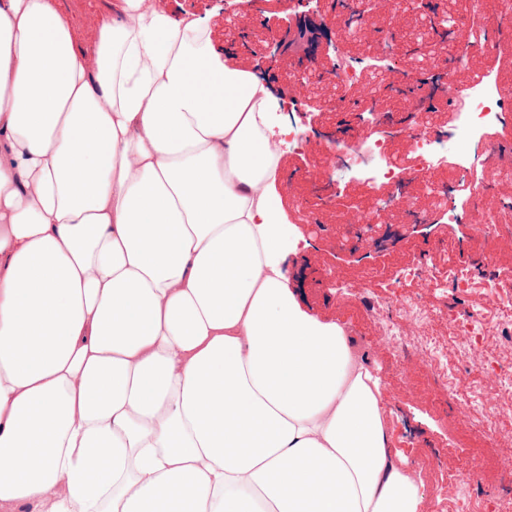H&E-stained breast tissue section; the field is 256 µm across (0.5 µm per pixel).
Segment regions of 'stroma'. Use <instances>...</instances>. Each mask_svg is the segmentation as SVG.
<instances>
[{
	"instance_id": "obj_1",
	"label": "stroma",
	"mask_w": 512,
	"mask_h": 512,
	"mask_svg": "<svg viewBox=\"0 0 512 512\" xmlns=\"http://www.w3.org/2000/svg\"><path fill=\"white\" fill-rule=\"evenodd\" d=\"M68 23L78 53L91 55L101 25L112 17L115 0H50ZM167 10L178 17L194 16L205 21L215 46L224 50L227 64L254 72L268 83L273 95L284 105L293 96L297 55H278L268 59L266 48L283 43L302 25L316 30L318 45L311 50L314 68L305 90L315 99L327 97L320 75L334 68L336 54L330 41L336 38L339 20L333 0H322L319 8L300 5L298 0H254L239 19L229 25L224 15V0H164ZM395 35L391 67L385 79L397 81L409 75L405 96L393 99L392 109L410 122L425 120L419 112L421 101L432 100L437 108L434 124L448 120L447 98L438 93V85L447 79L450 43L430 41L422 16L411 9L398 25L388 18L371 17L367 29L348 40L347 58L372 63L381 52L380 40ZM364 88H352L344 106L336 112L312 111L298 116L307 133V151L283 153L275 189L286 216H293L296 199H306L312 223L295 225L308 246L297 254H288L284 269L288 284L301 308L324 322L341 325L350 336L367 368L379 378L388 410V428L392 452L403 466L415 472L424 495L423 512H446L442 490L448 484V456L475 462L476 490L493 502L512 489V472L506 464L512 460V444L492 437V430L512 426V403L502 386L481 370L485 351H492L501 362L512 360V341L500 336L495 322L485 328V349H470L468 337L459 328L449 310L474 312L494 309L512 286V235L497 236L480 229L482 214L496 211L507 188L473 200L459 194L464 204L462 223L410 224L403 212H394L388 224L376 231L373 245H342L350 228L346 216L353 210L368 209L380 190L364 182L341 185L331 204H323L311 190L316 160L330 141L345 139L351 128L360 127L367 115ZM454 247L459 263L471 266L473 260L491 258L501 275L497 288H422L411 284L407 293L417 295L433 309L428 326L422 327L409 316L399 319V339L410 352V363L397 371L387 358L388 349L375 338L373 327L385 317L390 303L381 294L380 282L392 278L405 265L426 261L441 266L447 247ZM434 345L448 353V371L459 379L458 393L447 388L425 368V346ZM493 401L498 410L492 422L471 423L463 416V398Z\"/></svg>"
}]
</instances>
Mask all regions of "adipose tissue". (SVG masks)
<instances>
[{"instance_id":"adipose-tissue-1","label":"adipose tissue","mask_w":512,"mask_h":512,"mask_svg":"<svg viewBox=\"0 0 512 512\" xmlns=\"http://www.w3.org/2000/svg\"><path fill=\"white\" fill-rule=\"evenodd\" d=\"M117 9L86 58L0 0V512H422L378 379L288 286L268 84Z\"/></svg>"}]
</instances>
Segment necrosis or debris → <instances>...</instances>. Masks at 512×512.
I'll use <instances>...</instances> for the list:
<instances>
[{"instance_id": "obj_1", "label": "necrosis or debris", "mask_w": 512, "mask_h": 512, "mask_svg": "<svg viewBox=\"0 0 512 512\" xmlns=\"http://www.w3.org/2000/svg\"><path fill=\"white\" fill-rule=\"evenodd\" d=\"M406 84L376 85L369 105V121L363 125L356 142L339 141L332 145L326 160L320 163L321 178L317 192L324 202H332L336 181H365L388 186L389 191L377 198L370 210L360 212L354 227L358 242H369L378 224L394 210L405 209L411 223L423 224L431 216L451 224L462 221L455 197L454 185L429 180L435 167L452 164L458 174L469 177L481 159L492 157L490 135L503 122L512 102L507 101L504 85L493 73H485L472 81L461 93L453 94L448 126L435 130L429 124L414 127L397 120L389 109L391 98L405 93ZM406 138L411 146L412 161L404 163L394 150L398 138ZM424 186L433 202L431 212L410 207V184ZM417 283L428 288H473L477 282L470 270L456 266L454 256H446L442 272H434L424 265L403 268L399 274L382 286L385 298L394 300L396 313L387 315L382 333L389 337L388 354L392 360L402 361L404 352L394 337L398 333L399 314L409 315L417 324L428 323L432 311L421 304L418 297L404 293V286ZM495 319L501 332L512 335V294L502 298L494 315L471 314L460 322L461 335L470 339L472 346H480L488 319Z\"/></svg>"}]
</instances>
